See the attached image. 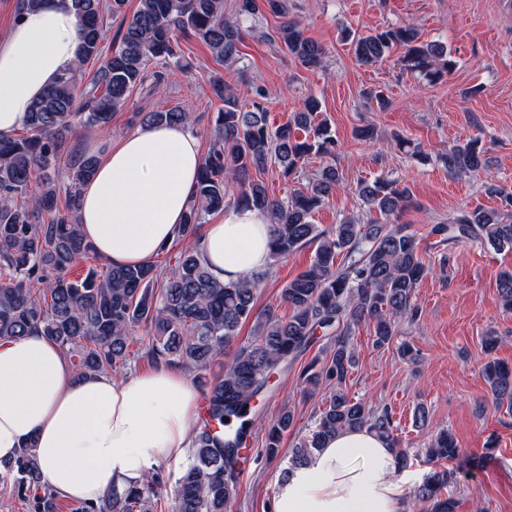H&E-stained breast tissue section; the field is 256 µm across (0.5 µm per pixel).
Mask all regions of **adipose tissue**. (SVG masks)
Masks as SVG:
<instances>
[{
	"label": "adipose tissue",
	"mask_w": 512,
	"mask_h": 512,
	"mask_svg": "<svg viewBox=\"0 0 512 512\" xmlns=\"http://www.w3.org/2000/svg\"><path fill=\"white\" fill-rule=\"evenodd\" d=\"M72 0H40L0 36V132L22 127L30 104L79 54ZM203 161L182 124L136 129L102 153L80 190L84 237L116 267L151 260L172 242ZM272 226L230 206L200 230L212 276L224 283L265 269ZM198 393L177 368L126 378H76L59 347L38 333L0 342V459L33 445L46 486L76 503L99 504L140 484L165 463L185 461ZM408 474L374 433H339L284 480L272 512H407Z\"/></svg>",
	"instance_id": "ef3b65f1"
}]
</instances>
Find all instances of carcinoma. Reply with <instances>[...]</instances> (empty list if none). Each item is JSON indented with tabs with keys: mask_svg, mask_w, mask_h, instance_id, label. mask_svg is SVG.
Listing matches in <instances>:
<instances>
[{
	"mask_svg": "<svg viewBox=\"0 0 512 512\" xmlns=\"http://www.w3.org/2000/svg\"><path fill=\"white\" fill-rule=\"evenodd\" d=\"M124 0H73L80 22L77 63L32 103L22 132L0 134V340L17 339L36 331L52 340L69 359L74 375L84 378L122 373L136 340L155 366L204 371L237 340L242 324L252 322V336L240 342L222 372L204 392L205 411L195 427L188 463L171 489L173 512H226L239 494L241 450L254 424L252 403L273 375L323 336L333 339L329 356L310 362L302 375L313 386L325 380L336 385L314 426L300 443L294 465L308 463L325 442L341 430L368 429L406 461L391 410L372 409L344 393L343 384L355 366L349 342L362 324L372 326L373 344L382 348L398 336L402 319L419 314L416 288L425 274L414 235L397 217L412 201L410 189L397 180L363 183L360 195L369 221L349 218L330 230L311 223L342 183L332 164L324 165L304 191L277 200L258 178L270 164L281 175L296 177L312 155H335L336 138L317 120L320 102L307 99L288 122L271 127L267 108L253 100L246 105L222 77L210 78L214 95L224 108L215 113L212 140L197 186L174 240L159 258L141 265L108 267L85 274L71 272L94 258L95 250L79 230L74 216L80 187L94 173L98 155L78 152L68 161L74 191L65 207L50 172L59 164L58 135L77 122L95 129L108 125L124 107L130 92L155 62L166 66L177 57L175 32H189L213 57L233 64L239 59L244 25L261 11L283 19L280 39L302 66L317 68L323 46L304 36L290 18L289 0H238L236 17H224V0H138L111 53L102 55L105 14L118 13ZM356 61L373 66L400 50L396 65L436 84L450 76L456 60L447 48L420 40L418 29L406 24L367 34L344 31ZM101 60L97 76L82 88L81 66ZM144 126L191 125L183 108L138 113ZM453 175L478 174L487 167V150L472 137L446 155ZM230 204L269 215L273 226L269 259L277 260L315 246L309 267L282 288L291 309L288 319L256 312L259 288L271 275L266 268L239 282L217 281L198 247L207 217ZM440 243L462 239L512 250V222L496 209L466 211L451 224H438ZM191 240L193 245L181 246ZM179 250L170 259L166 254ZM502 306L512 312V273L498 279ZM495 405L512 409V369L494 360L483 368ZM293 423L284 411L268 432L265 453L277 454L281 437ZM427 456L457 459L455 439L442 432L428 443ZM0 471L13 477L29 512H58L60 497L42 482L32 445H26ZM168 479L158 470L122 493L112 492L101 506H79L77 512H153L155 497ZM448 473L435 471L413 490L420 512H456V502L442 497Z\"/></svg>",
	"mask_w": 512,
	"mask_h": 512,
	"instance_id": "1",
	"label": "carcinoma"
}]
</instances>
